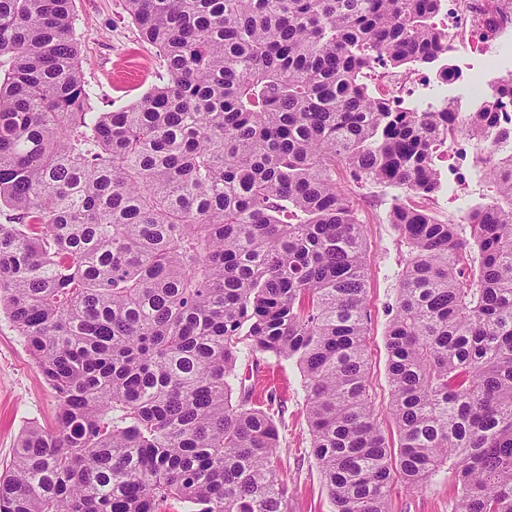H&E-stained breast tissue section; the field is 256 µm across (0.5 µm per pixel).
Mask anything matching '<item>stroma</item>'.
<instances>
[{
    "label": "stroma",
    "instance_id": "stroma-1",
    "mask_svg": "<svg viewBox=\"0 0 512 512\" xmlns=\"http://www.w3.org/2000/svg\"><path fill=\"white\" fill-rule=\"evenodd\" d=\"M75 31L82 45L85 78L94 94L95 109L131 105L159 79L162 69L153 48L144 43L128 17L124 0H75ZM337 183L349 190L365 225L369 246L366 354L374 408L388 438L396 428L390 414L385 334L395 301L396 278L407 258L408 247L387 213L401 189L382 185L356 186L344 168L336 170ZM490 179L465 189L439 190L430 202L435 217L454 220L469 207L490 202ZM253 396L271 400L281 440V469L293 491L292 512H333L320 470L310 456L311 433L307 421L303 378L287 361H268L254 369ZM57 398L29 355L22 336L5 315H0V465L16 452L22 429L31 422L52 426ZM393 512H454L458 495L447 476L423 492L402 483L392 487Z\"/></svg>",
    "mask_w": 512,
    "mask_h": 512
}]
</instances>
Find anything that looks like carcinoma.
<instances>
[{"mask_svg":"<svg viewBox=\"0 0 512 512\" xmlns=\"http://www.w3.org/2000/svg\"><path fill=\"white\" fill-rule=\"evenodd\" d=\"M438 0H125L165 77L94 111L74 0H0V310L58 398L0 474V512H291L242 367L292 361L335 512L448 473L512 512V126L488 101L494 201L396 202L410 247L386 335L397 444L365 353L368 245L336 165L428 200L453 112L364 81L448 53Z\"/></svg>","mask_w":512,"mask_h":512,"instance_id":"carcinoma-1","label":"carcinoma"}]
</instances>
